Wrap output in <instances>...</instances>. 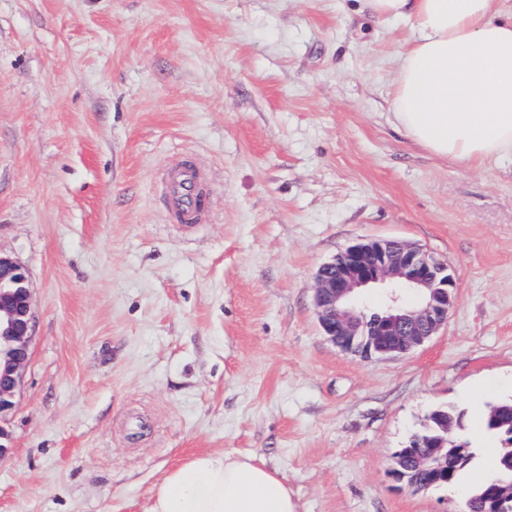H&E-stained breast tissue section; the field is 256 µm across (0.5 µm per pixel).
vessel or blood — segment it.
I'll return each mask as SVG.
<instances>
[{"label":"vessel or blood","instance_id":"obj_1","mask_svg":"<svg viewBox=\"0 0 512 512\" xmlns=\"http://www.w3.org/2000/svg\"><path fill=\"white\" fill-rule=\"evenodd\" d=\"M171 217L181 224L206 218V186L202 172L189 159L175 160L162 174Z\"/></svg>","mask_w":512,"mask_h":512}]
</instances>
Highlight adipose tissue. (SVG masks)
I'll return each mask as SVG.
<instances>
[{
    "instance_id": "adipose-tissue-1",
    "label": "adipose tissue",
    "mask_w": 512,
    "mask_h": 512,
    "mask_svg": "<svg viewBox=\"0 0 512 512\" xmlns=\"http://www.w3.org/2000/svg\"><path fill=\"white\" fill-rule=\"evenodd\" d=\"M413 39L395 79L393 117L441 159L478 166L512 154V0H364ZM146 512H298L283 476L232 451L197 454L169 471Z\"/></svg>"
}]
</instances>
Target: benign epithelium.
<instances>
[{"label": "benign epithelium", "mask_w": 512, "mask_h": 512, "mask_svg": "<svg viewBox=\"0 0 512 512\" xmlns=\"http://www.w3.org/2000/svg\"><path fill=\"white\" fill-rule=\"evenodd\" d=\"M368 288L385 289L379 312L365 313L355 298ZM455 270L422 247L395 239H362L340 251L338 261L323 264L316 274L314 304L322 335L346 354L364 359L413 352L448 323L456 298ZM418 296L409 305L403 292ZM32 293L26 269L0 252V456L7 450V421L14 408L30 360L34 328ZM424 453L415 459L431 483L448 480L442 448L448 438H414ZM493 503L506 512L512 487L491 489Z\"/></svg>", "instance_id": "1"}]
</instances>
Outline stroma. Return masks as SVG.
Returning a JSON list of instances; mask_svg holds the SVG:
<instances>
[{
  "label": "stroma",
  "mask_w": 512,
  "mask_h": 512,
  "mask_svg": "<svg viewBox=\"0 0 512 512\" xmlns=\"http://www.w3.org/2000/svg\"><path fill=\"white\" fill-rule=\"evenodd\" d=\"M411 38L359 0H0V252L35 313L0 512H146L224 451L299 512H462L512 398V156L467 166L396 128ZM185 155L211 183L190 229L157 179ZM366 238L456 271L447 325L403 357L318 325V268ZM440 405L476 459L416 492L392 456Z\"/></svg>",
  "instance_id": "35a3bbf8"
}]
</instances>
